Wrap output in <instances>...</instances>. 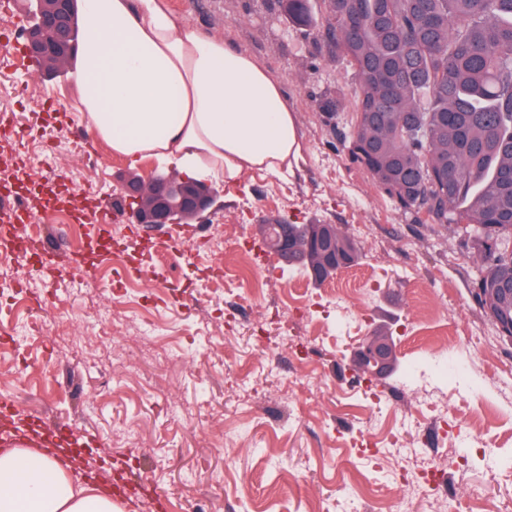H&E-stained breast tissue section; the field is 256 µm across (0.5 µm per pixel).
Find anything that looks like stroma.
<instances>
[{
    "label": "stroma",
    "mask_w": 512,
    "mask_h": 512,
    "mask_svg": "<svg viewBox=\"0 0 512 512\" xmlns=\"http://www.w3.org/2000/svg\"><path fill=\"white\" fill-rule=\"evenodd\" d=\"M185 23L250 53L296 111L301 159L282 178L263 171L219 189L213 207L185 224L148 227L119 215L94 223L152 159L129 166L94 141L69 154L86 129L74 114L68 74L44 73L17 16L0 0V167L52 183L65 172L75 197L24 200L58 264L0 271V309L14 300L48 316L39 332L0 328V397L14 400L16 431L1 448L38 432L79 425L77 476L109 469L120 512H502L512 503V343L480 308V275L466 238L410 222L370 174L353 163L338 128L355 118L352 74L271 0H170ZM336 98L339 121L320 101ZM91 221L86 265L64 255L73 202ZM273 219L333 224L359 257L322 285L263 250L259 225ZM235 234L239 252L198 249L202 232ZM119 242L123 258L106 248ZM187 254L180 267L144 272L159 243ZM225 286L206 290L216 269ZM100 337L75 347L87 317ZM394 336L398 363L367 380L353 355L366 336ZM435 396L438 413L422 412ZM138 445L112 440L113 423ZM224 488L211 486L212 472Z\"/></svg>",
    "instance_id": "35a3bbf8"
}]
</instances>
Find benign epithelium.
<instances>
[{"label": "benign epithelium", "instance_id": "benign-epithelium-1", "mask_svg": "<svg viewBox=\"0 0 512 512\" xmlns=\"http://www.w3.org/2000/svg\"><path fill=\"white\" fill-rule=\"evenodd\" d=\"M28 26L24 35L28 49L38 63L51 71H60L73 57L80 33L74 20V0H25ZM136 203L135 217L141 224H178L182 220L208 210L216 192L206 183H193L173 175L155 174L148 181L129 185ZM309 249L318 255L313 270L321 280L327 271L346 263V256L336 251L331 235L309 240ZM394 363L391 337H371L358 347L355 368L368 377L383 374Z\"/></svg>", "mask_w": 512, "mask_h": 512}]
</instances>
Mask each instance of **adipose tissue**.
Returning <instances> with one entry per match:
<instances>
[{
	"mask_svg": "<svg viewBox=\"0 0 512 512\" xmlns=\"http://www.w3.org/2000/svg\"><path fill=\"white\" fill-rule=\"evenodd\" d=\"M77 10L76 110L113 154L228 188L298 164L294 110L253 56L191 29L167 0H78ZM74 467L37 448L1 451L0 512H118Z\"/></svg>",
	"mask_w": 512,
	"mask_h": 512,
	"instance_id": "obj_1",
	"label": "adipose tissue"
}]
</instances>
